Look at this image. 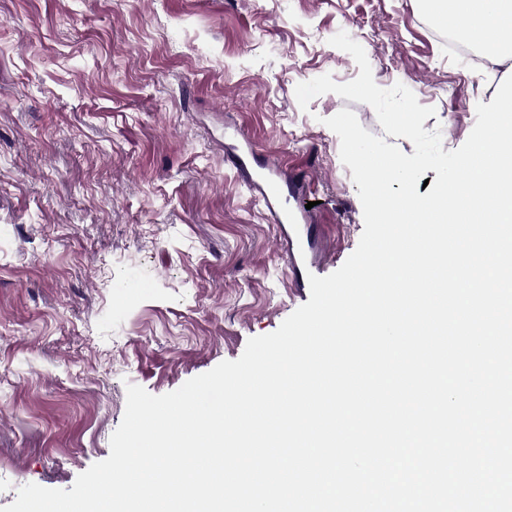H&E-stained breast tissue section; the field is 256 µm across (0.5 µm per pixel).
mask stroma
<instances>
[{
    "mask_svg": "<svg viewBox=\"0 0 512 512\" xmlns=\"http://www.w3.org/2000/svg\"><path fill=\"white\" fill-rule=\"evenodd\" d=\"M341 31L379 87L435 108L446 151L512 76L451 52L425 0H0V507L106 459L127 384L172 392L309 301L249 183L267 160L303 184L286 206L317 276L354 252L362 205L325 118L414 146L367 104L300 108L297 84L358 76Z\"/></svg>",
    "mask_w": 512,
    "mask_h": 512,
    "instance_id": "obj_1",
    "label": "stroma"
}]
</instances>
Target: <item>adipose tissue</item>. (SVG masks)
Segmentation results:
<instances>
[{
    "label": "adipose tissue",
    "mask_w": 512,
    "mask_h": 512,
    "mask_svg": "<svg viewBox=\"0 0 512 512\" xmlns=\"http://www.w3.org/2000/svg\"><path fill=\"white\" fill-rule=\"evenodd\" d=\"M436 19L455 34L467 36L481 24L489 36L480 42L483 56L492 62L512 58V0H430Z\"/></svg>",
    "instance_id": "ef3b65f1"
}]
</instances>
